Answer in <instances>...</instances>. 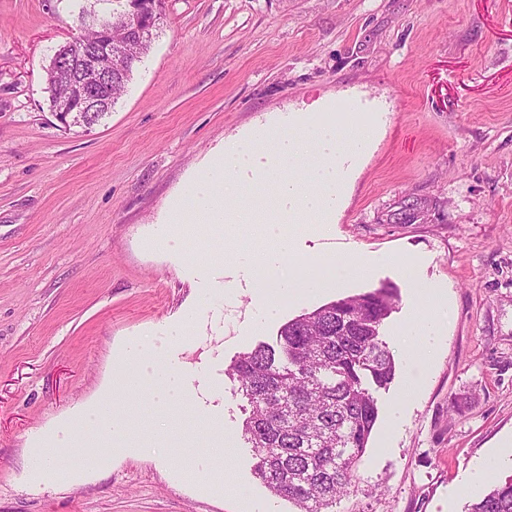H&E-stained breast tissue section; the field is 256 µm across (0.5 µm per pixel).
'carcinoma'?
I'll use <instances>...</instances> for the list:
<instances>
[{
    "instance_id": "obj_1",
    "label": "carcinoma",
    "mask_w": 512,
    "mask_h": 512,
    "mask_svg": "<svg viewBox=\"0 0 512 512\" xmlns=\"http://www.w3.org/2000/svg\"><path fill=\"white\" fill-rule=\"evenodd\" d=\"M82 29V48H95L101 37L94 20L82 19ZM154 30L128 42L122 23H113L130 65L112 76L108 107L149 51ZM395 302L388 286L329 302L284 324L277 346L259 344L230 367L249 404L243 436L257 458L255 473L295 512H333L353 486L378 418L372 388L387 387L397 371L381 338ZM468 512H512V478L491 483Z\"/></svg>"
}]
</instances>
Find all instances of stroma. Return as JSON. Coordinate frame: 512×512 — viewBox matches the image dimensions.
<instances>
[{"instance_id": "obj_1", "label": "stroma", "mask_w": 512, "mask_h": 512, "mask_svg": "<svg viewBox=\"0 0 512 512\" xmlns=\"http://www.w3.org/2000/svg\"><path fill=\"white\" fill-rule=\"evenodd\" d=\"M104 0H0V512H292L254 471L247 401L229 366L276 343L288 320L381 285V334L397 361L354 487L334 512H465L512 438V0H163V23L123 97L90 129L65 130L44 91L55 51ZM389 111L369 137L336 221L269 255L296 286L263 315L249 255L198 264L196 242L154 249L152 227L209 159L298 107L353 87ZM422 212L407 218V205ZM360 257L361 276L324 264ZM320 285L301 287L305 264ZM444 310L432 353L420 289ZM146 353L180 370L234 438V484L209 496L162 450L113 459L84 483L33 487L29 448L106 377ZM461 397L469 403L454 409ZM457 487L448 496L449 487Z\"/></svg>"}]
</instances>
